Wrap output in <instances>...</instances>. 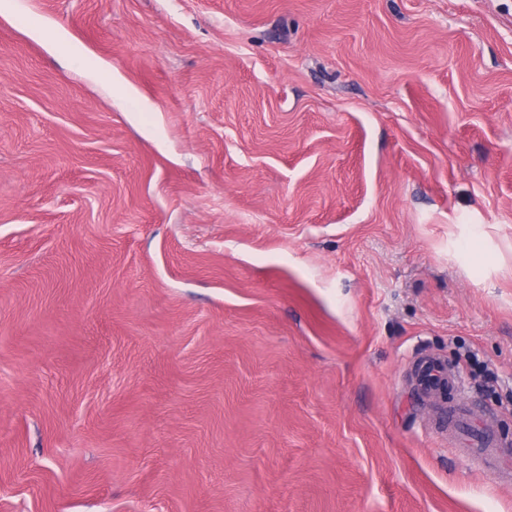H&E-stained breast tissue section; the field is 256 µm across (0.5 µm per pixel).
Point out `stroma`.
<instances>
[{
	"label": "stroma",
	"instance_id": "35a3bbf8",
	"mask_svg": "<svg viewBox=\"0 0 512 512\" xmlns=\"http://www.w3.org/2000/svg\"><path fill=\"white\" fill-rule=\"evenodd\" d=\"M0 512H512V0H8ZM474 420V413L466 403L459 402L454 406H448V428L451 429L454 436V446L457 444V438L461 430L469 426ZM475 437V447L460 448L467 460L481 470L489 472L496 481L498 478L510 481L512 448L497 439H488L485 426L478 430Z\"/></svg>",
	"mask_w": 512,
	"mask_h": 512
}]
</instances>
